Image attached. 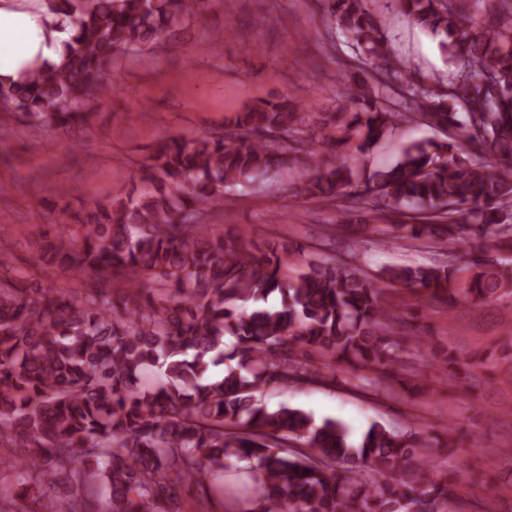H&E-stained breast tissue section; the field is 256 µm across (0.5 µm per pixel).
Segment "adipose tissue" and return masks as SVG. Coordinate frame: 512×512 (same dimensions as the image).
<instances>
[{"label": "adipose tissue", "instance_id": "obj_1", "mask_svg": "<svg viewBox=\"0 0 512 512\" xmlns=\"http://www.w3.org/2000/svg\"><path fill=\"white\" fill-rule=\"evenodd\" d=\"M40 3L0 0V80H15L26 69L61 63L69 32L46 28Z\"/></svg>", "mask_w": 512, "mask_h": 512}]
</instances>
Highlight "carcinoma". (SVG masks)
I'll return each mask as SVG.
<instances>
[{"label": "carcinoma", "mask_w": 512, "mask_h": 512, "mask_svg": "<svg viewBox=\"0 0 512 512\" xmlns=\"http://www.w3.org/2000/svg\"><path fill=\"white\" fill-rule=\"evenodd\" d=\"M392 2L438 38L454 67L448 89L409 85L396 107L381 106L407 63L387 53L363 0H327V22L385 76L350 94L357 110L306 132L292 100L262 101L231 115L228 132L163 141L140 186L90 202L82 223L55 224L37 244L43 265L86 290L44 288L0 265V448L13 453L11 485L32 502L27 512H182L185 487L225 497L220 479L233 461L253 485L249 512H447L456 477L436 473L428 432L373 424L355 445L342 423L270 410L258 395L313 381L315 360L362 366L374 377L359 381L389 385L401 372L386 287L435 295L463 271L461 296L485 299L511 288L512 276L479 257L461 269L387 267L374 279L311 260L293 275L287 245L254 250L205 223L235 203L236 187L301 158L300 193L349 216L377 197L366 220L396 239L436 238L451 256L490 235L512 252V6L480 18L471 0ZM48 3L74 22L66 54L47 71L0 81V159L18 124L40 133L88 124L86 106L112 99L115 58L160 44L210 0ZM410 119L460 128L465 146L413 140L368 176L346 162L320 165L324 153L365 152ZM288 132L293 143H277ZM401 208L418 213L414 223H396ZM148 371L152 386L142 383ZM292 440L306 451L290 452ZM364 465L370 483L358 477Z\"/></svg>", "instance_id": "carcinoma-1"}]
</instances>
